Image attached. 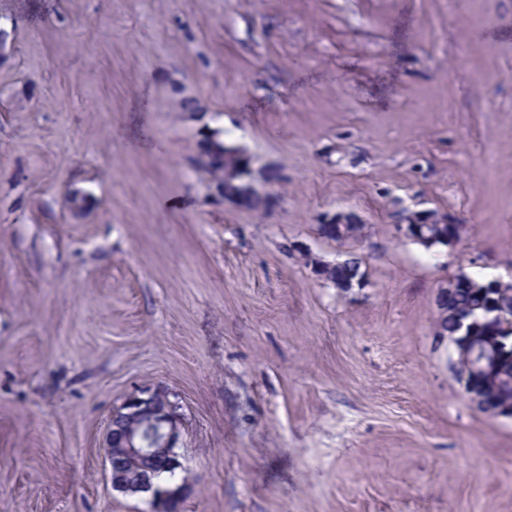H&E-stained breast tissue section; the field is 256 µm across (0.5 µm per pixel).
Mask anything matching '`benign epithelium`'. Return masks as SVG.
I'll return each instance as SVG.
<instances>
[{
    "label": "benign epithelium",
    "instance_id": "7a95c632",
    "mask_svg": "<svg viewBox=\"0 0 512 512\" xmlns=\"http://www.w3.org/2000/svg\"><path fill=\"white\" fill-rule=\"evenodd\" d=\"M195 166L220 169L214 186L224 200L251 203L259 200V191L252 183L251 159L244 151L226 147L221 152L213 139L206 137L199 145ZM398 228L404 238L431 246L456 242L460 230L459 225L448 223L447 216L436 213L413 216L409 223L400 224ZM324 229L341 241H357L364 236L365 225L358 223L351 214H342L336 221L324 225ZM291 249L298 262L310 267L318 277L333 283L339 290L363 287L362 280L347 281L340 276L341 262L324 263L307 247L293 245ZM455 351L464 352L469 361L464 368L453 362L457 380L467 397L498 417L512 419V403L492 407L471 377V372L478 370L477 354L467 348L457 347ZM111 417L123 421L120 427L108 425L101 445L112 490L148 501L150 512H179L189 477L177 451L185 417L175 394L165 387L135 390L112 408ZM150 459L160 461L164 469L182 473L184 477L174 484H160L157 472L148 466Z\"/></svg>",
    "mask_w": 512,
    "mask_h": 512
}]
</instances>
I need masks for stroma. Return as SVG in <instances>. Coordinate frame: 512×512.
<instances>
[{
    "label": "stroma",
    "instance_id": "obj_1",
    "mask_svg": "<svg viewBox=\"0 0 512 512\" xmlns=\"http://www.w3.org/2000/svg\"><path fill=\"white\" fill-rule=\"evenodd\" d=\"M0 27V512H146L100 443L154 386L181 512H512V419L434 328L449 279L512 281V0H0ZM212 136L265 209L214 196ZM339 212L347 293L288 250L336 262ZM425 212L458 241L401 239ZM323 227L340 241H357L364 236L365 224H359L351 214H341L336 222L323 224ZM452 345L454 346L456 353V359L453 362V367L456 373L457 380L461 385L463 391L467 395V397L478 407L487 409V411H490L492 414L498 417L512 419V403L493 408L486 394L482 391L480 387L476 386L474 378L471 377V375L469 374L470 371L475 372L478 370V363L475 362L477 354L473 351H470L468 348H459L457 345H454L453 343ZM459 351H463L464 354L466 355L467 360L469 361L467 367L461 368L460 365L458 364Z\"/></svg>",
    "mask_w": 512,
    "mask_h": 512
}]
</instances>
